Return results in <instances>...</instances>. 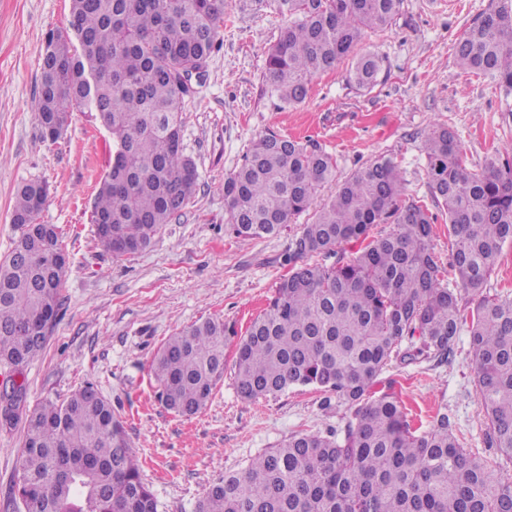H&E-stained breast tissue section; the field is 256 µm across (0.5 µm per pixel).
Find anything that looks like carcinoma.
Instances as JSON below:
<instances>
[{"label": "carcinoma", "instance_id": "cac0c4a2", "mask_svg": "<svg viewBox=\"0 0 512 512\" xmlns=\"http://www.w3.org/2000/svg\"><path fill=\"white\" fill-rule=\"evenodd\" d=\"M284 21L265 60L270 96L302 103L313 78L354 53L368 30L384 29L403 0H274ZM224 27V0H71L69 29L49 34L36 103L42 133L58 138L71 108L98 114L112 154L97 185L92 223L101 245L146 249L193 197L199 180L183 146L184 112ZM455 60L487 77L512 107V0H497L459 39ZM384 58L359 54L348 82L372 90ZM428 189L453 236L445 282L431 244L434 217L405 198L402 172L382 156L357 169L304 225L267 308L239 336L205 319L169 337L152 362L165 406L192 416L210 401L234 348L236 389L245 399L312 386L336 396L350 419L343 437L299 433L215 482L196 512H512V482L496 481L450 430L448 415L418 431L394 392L373 391L392 359L448 361L467 332L474 385L489 444L512 457V293L486 292L505 243L512 242V146L479 170L445 125L424 142ZM323 148L270 132L224 180L236 237L278 234L307 212L333 181ZM49 191L22 184L12 223L20 231L0 264V364L22 374L56 320L67 262L52 224L38 221ZM375 224L392 229L370 235ZM359 248L348 257L346 244ZM336 255L332 264L312 261ZM471 297L469 317L460 303ZM410 347L401 350L403 341ZM85 386L47 401L27 418L14 495L28 512H157L112 407Z\"/></svg>", "mask_w": 512, "mask_h": 512}]
</instances>
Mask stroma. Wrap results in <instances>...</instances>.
Returning <instances> with one entry per match:
<instances>
[{"mask_svg": "<svg viewBox=\"0 0 512 512\" xmlns=\"http://www.w3.org/2000/svg\"><path fill=\"white\" fill-rule=\"evenodd\" d=\"M495 2L403 0L393 23L366 32L362 42L384 57V81L358 92L343 62L313 79L303 103L288 107L269 97L263 80L280 23L272 0H224L223 45L185 114L183 144L198 167L197 193L148 248L116 260L91 221L112 149L109 132L97 113L76 108L61 137L50 141L35 109L46 36L67 27L71 2L0 0V261L19 236L11 222L16 190L31 180L48 184L39 221L56 226L68 254L56 323L24 370V407L93 385L124 426L158 512H195L212 483L293 434L344 432L348 411L327 406L320 390L242 398L230 358L207 406L191 417L176 415L160 398L151 362L169 336L208 318L244 332L289 271L286 257L310 214L249 241L227 223L224 179L259 136L273 132L323 147L336 157L337 181L379 155L391 156L407 197L424 200L423 145L433 127L456 133L470 170L512 145V112L499 92L454 63L459 38ZM380 381L392 383L415 424L430 427L436 412L447 413L465 448L496 478L512 481V458L486 443L468 335L458 336L448 363L395 360ZM26 428L22 419L0 425V512H23L11 493Z\"/></svg>", "mask_w": 512, "mask_h": 512, "instance_id": "stroma-1", "label": "stroma"}]
</instances>
